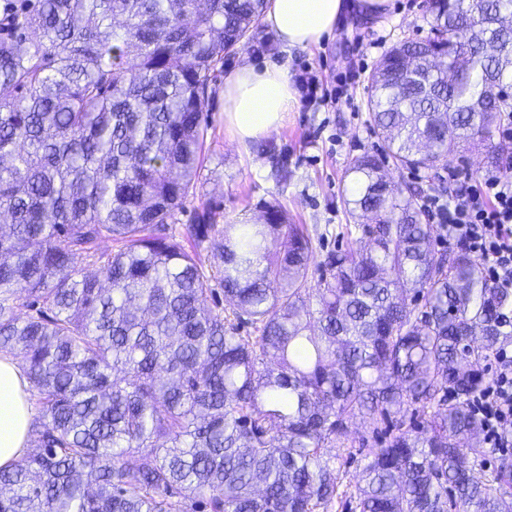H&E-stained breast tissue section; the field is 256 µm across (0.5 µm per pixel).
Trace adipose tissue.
Instances as JSON below:
<instances>
[{
	"mask_svg": "<svg viewBox=\"0 0 512 512\" xmlns=\"http://www.w3.org/2000/svg\"><path fill=\"white\" fill-rule=\"evenodd\" d=\"M389 0H270L264 21L283 49L319 46L350 9L385 13ZM297 106L286 65L267 61L239 65L224 78V122L240 143L255 142L281 127ZM29 382L17 361L0 357V468L29 448L33 410Z\"/></svg>",
	"mask_w": 512,
	"mask_h": 512,
	"instance_id": "ef3b65f1",
	"label": "adipose tissue"
}]
</instances>
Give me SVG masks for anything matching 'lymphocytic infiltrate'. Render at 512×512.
<instances>
[{"label":"lymphocytic infiltrate","mask_w":512,"mask_h":512,"mask_svg":"<svg viewBox=\"0 0 512 512\" xmlns=\"http://www.w3.org/2000/svg\"><path fill=\"white\" fill-rule=\"evenodd\" d=\"M447 181L454 197L431 195L424 207L434 210L450 237L480 260L494 287L512 291V177L489 174L473 186L462 170L451 167ZM494 360L495 379L471 406L482 418L487 444L507 448L512 446V354L502 348Z\"/></svg>","instance_id":"lymphocytic-infiltrate-1"}]
</instances>
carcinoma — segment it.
I'll list each match as a JSON object with an SVG mask.
<instances>
[{
    "mask_svg": "<svg viewBox=\"0 0 512 512\" xmlns=\"http://www.w3.org/2000/svg\"><path fill=\"white\" fill-rule=\"evenodd\" d=\"M426 2L431 36L370 77L379 150L344 197L368 242L313 281L314 240L279 204L173 228L210 85L265 0H0V354L40 413L35 451L0 470V512H329L325 449L351 443L355 415L373 439L358 512H512V459L486 470L470 405L479 362L512 344V292L465 247L436 251L387 176L445 169L462 141L512 159L493 142L512 25H491L512 0ZM217 286L230 309L208 305Z\"/></svg>",
    "mask_w": 512,
    "mask_h": 512,
    "instance_id": "1",
    "label": "carcinoma"
}]
</instances>
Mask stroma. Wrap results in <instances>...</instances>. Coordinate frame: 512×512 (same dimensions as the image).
<instances>
[{
  "instance_id": "obj_1",
  "label": "stroma",
  "mask_w": 512,
  "mask_h": 512,
  "mask_svg": "<svg viewBox=\"0 0 512 512\" xmlns=\"http://www.w3.org/2000/svg\"><path fill=\"white\" fill-rule=\"evenodd\" d=\"M429 33L424 0H391L390 9L375 22L345 19L320 46L306 50L283 51L267 26L258 24L253 40L225 58V69L271 59L294 75L309 70L324 87L343 90L351 99L337 106H297L285 124L269 134L294 173L284 186L273 177L270 160L257 153L254 144L239 143L225 125L224 82L216 80L204 114L207 132L200 181L179 212V223H191L196 211L210 205L218 223L240 224L255 220L263 204L276 201L292 223L305 225L315 237L316 258L346 246L340 232L349 222L342 203L351 189L347 170L356 157L379 145L368 124V77L394 44L423 40ZM350 430L352 442L335 460L347 491L353 490L366 463L361 438L369 428L356 418Z\"/></svg>"
}]
</instances>
